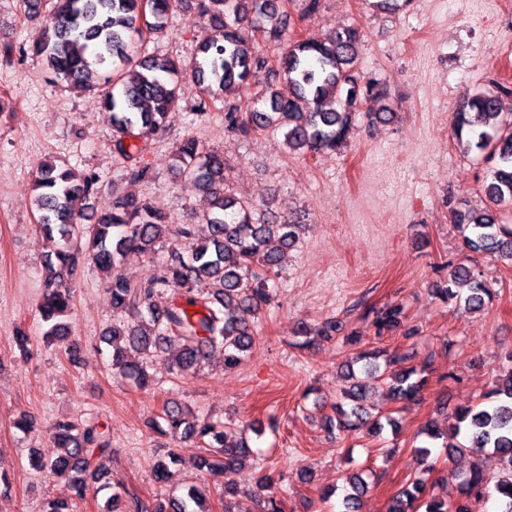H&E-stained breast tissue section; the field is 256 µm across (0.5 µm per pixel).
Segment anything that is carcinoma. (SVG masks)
Masks as SVG:
<instances>
[{"label":"carcinoma","instance_id":"1","mask_svg":"<svg viewBox=\"0 0 512 512\" xmlns=\"http://www.w3.org/2000/svg\"><path fill=\"white\" fill-rule=\"evenodd\" d=\"M183 0H22L26 20L46 21L43 37L33 47L19 48L60 77L66 87L91 91L105 81L111 85L103 105L112 113V146L129 169L143 178L148 169L144 155L149 136L163 130L179 110L181 64L170 56L150 53L147 44L167 31L169 19ZM220 36L201 41L189 70L202 98L198 110L235 96L256 82L260 72L274 79L260 86L245 109L224 110L225 128L249 135L280 132L288 151L321 153L341 148L359 115L377 122H391L396 113L386 105L387 88L373 77L355 74L359 63L360 32L337 30L327 39H290L291 18L281 0H197ZM269 43L286 44L274 61L254 45L255 35ZM512 89L491 87L464 94L453 112L457 141L466 155L491 163L484 193L495 208L474 211L465 206L451 210L464 248L512 262V224L503 222L496 206L512 204V114L502 110V97ZM173 167L195 189L210 199V208L196 215V223L182 224L176 240L188 258L161 262L156 273L132 283L120 272L125 254L139 251L155 258L156 246L171 235V224L149 203L133 196L112 199V208L83 223L84 206L98 189L94 174L79 175L46 159L34 172L37 229L41 237L58 240L46 259L44 294L39 317L43 339L63 348L76 364L83 349L70 335L67 319L73 312L79 262L85 259L106 277L113 310L126 318L112 323L99 343L108 351L109 366L121 378L145 389L153 384L149 373L154 356L168 355V369L187 377L198 373L216 350L224 354V367H238L255 343L256 323L273 299L271 277L279 272L284 253L299 237V225L281 224L272 217H255L254 206L235 197L226 184L224 154L205 152L187 138L176 148ZM443 285L437 298L470 312L484 307L490 289L469 265H442ZM377 335L403 331L399 305L369 309ZM343 331V323L328 318L311 328L303 325L299 348L316 340H330ZM16 357L31 355V340L22 331L12 337ZM378 352H358L345 360L341 371L349 386L332 414L322 418L328 432L365 427L374 434L395 427L387 416H374L367 407L370 391L382 385L393 400H412L425 383L412 380L416 369L405 366L407 356L394 353L379 363ZM154 429L173 440L191 439L202 453L194 460L199 471L224 474L242 466L250 451L243 434H234L219 421L202 419L182 403H162ZM425 445L416 447L426 461L439 446L446 456L454 452L488 450L500 462L498 475L489 478L475 463L461 473L460 493L495 497L499 512H512V369L497 383L486 401L455 410L441 432L426 426ZM52 441L60 454L45 460L31 457V465L60 478L66 494L44 503L42 512H76L90 483L103 476L99 459L111 452L110 437L96 425L80 426L59 421ZM181 463L168 449L154 460L151 478L163 484L169 467ZM351 492L339 512H359L368 482L363 472L345 478ZM268 475L256 479V487L268 492L260 512H281L270 493ZM110 489L102 512H211L204 507L206 489L189 485L153 505L140 496L107 482ZM387 512H468L463 501L445 497L425 498L423 482L416 480L391 498Z\"/></svg>","mask_w":512,"mask_h":512}]
</instances>
